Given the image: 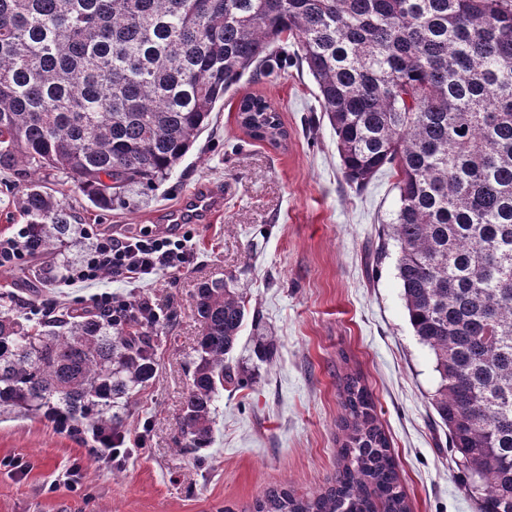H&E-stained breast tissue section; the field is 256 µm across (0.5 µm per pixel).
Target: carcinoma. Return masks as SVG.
<instances>
[{"label": "carcinoma", "instance_id": "cac0c4a2", "mask_svg": "<svg viewBox=\"0 0 512 512\" xmlns=\"http://www.w3.org/2000/svg\"><path fill=\"white\" fill-rule=\"evenodd\" d=\"M314 79L343 175L362 191L396 170L386 224L414 335L434 355L431 398L478 512H512V0H0V171L17 175L27 250L81 242L31 171H59L93 205L169 178L224 94L291 63ZM238 119L273 146L268 101ZM203 324L182 403L185 449L213 442L243 296L201 283ZM71 308L33 325L0 304V412L120 430L157 363L151 330ZM341 465L321 490L271 486L246 512H410L362 375L342 379Z\"/></svg>", "mask_w": 512, "mask_h": 512}]
</instances>
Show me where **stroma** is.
<instances>
[{
	"mask_svg": "<svg viewBox=\"0 0 512 512\" xmlns=\"http://www.w3.org/2000/svg\"><path fill=\"white\" fill-rule=\"evenodd\" d=\"M307 70L291 66L275 78L244 74L217 104L209 123L172 176L127 202L102 210L75 192L66 174L33 178L62 201L76 223L112 233L168 227V211L199 188L224 191V212L194 224L193 264L113 291L156 301L165 318L154 343L159 368L131 399L125 433L147 431L123 468L94 460L92 441L61 432L40 416L0 414V512H224L252 504L267 487L300 494L325 487L338 465L339 378L360 371L390 440L411 512H477L448 451V431L431 405L438 375L434 357L415 336L397 278L396 248L375 251L396 209V179L381 169L364 191L345 181L336 137L324 118ZM263 96L288 131L275 147L246 135L237 103ZM50 258L0 268V293L20 312L64 311L93 295L72 287ZM221 280L243 295L247 316L234 360L253 376L225 385L215 411L211 448L184 451L179 429L183 398L201 325L193 295L200 282ZM276 354L264 361L260 342ZM77 467L74 491L45 488Z\"/></svg>",
	"mask_w": 512,
	"mask_h": 512,
	"instance_id": "1",
	"label": "stroma"
}]
</instances>
